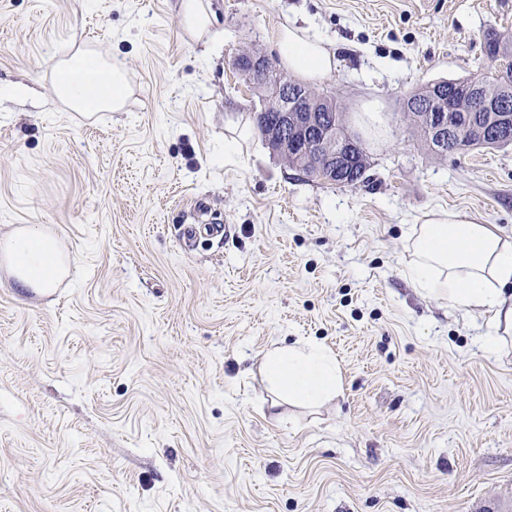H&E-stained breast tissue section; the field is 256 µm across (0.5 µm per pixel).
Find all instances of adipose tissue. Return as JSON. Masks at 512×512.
<instances>
[{"mask_svg": "<svg viewBox=\"0 0 512 512\" xmlns=\"http://www.w3.org/2000/svg\"><path fill=\"white\" fill-rule=\"evenodd\" d=\"M276 47L284 66L309 82H321L338 65L335 52L321 38L293 23L282 27ZM124 86L120 64L102 61L90 67L78 60L64 71L55 92L77 104L92 101L116 111ZM412 247L408 275L414 284L448 300L458 311L489 314L491 332L485 338L489 349H499L512 339V303L505 297L512 288V241L501 236L495 225L477 223L455 211L432 213L414 228ZM7 258L18 287L53 288L57 276L53 245L36 227L9 237ZM265 371L274 386L308 406L341 390L335 360L317 344L270 351Z\"/></svg>", "mask_w": 512, "mask_h": 512, "instance_id": "ef3b65f1", "label": "adipose tissue"}]
</instances>
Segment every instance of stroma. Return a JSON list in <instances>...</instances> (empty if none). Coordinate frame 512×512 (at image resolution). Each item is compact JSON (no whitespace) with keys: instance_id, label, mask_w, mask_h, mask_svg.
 <instances>
[{"instance_id":"35a3bbf8","label":"stroma","mask_w":512,"mask_h":512,"mask_svg":"<svg viewBox=\"0 0 512 512\" xmlns=\"http://www.w3.org/2000/svg\"><path fill=\"white\" fill-rule=\"evenodd\" d=\"M175 0H0V243L26 225L69 258L47 292L0 265V512H512V345L407 275L411 234L454 210L512 238V146L427 153L412 91L487 67L512 0H211L215 44ZM312 27L318 83L369 180L305 179L261 136L233 58ZM118 57L119 111L70 108L62 62ZM204 201L223 236L182 249ZM315 342L343 390L272 395L265 355Z\"/></svg>"}]
</instances>
